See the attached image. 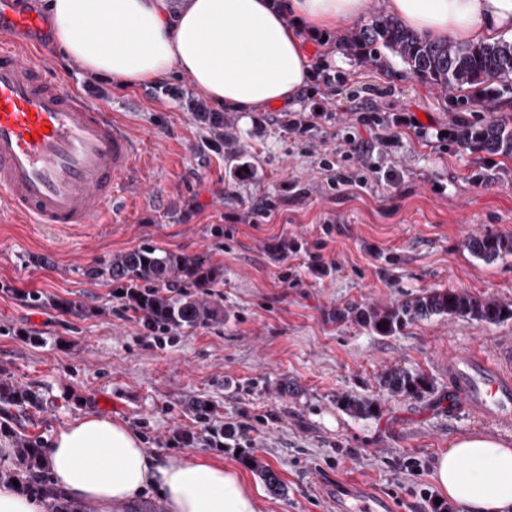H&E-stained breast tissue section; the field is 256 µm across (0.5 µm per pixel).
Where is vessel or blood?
<instances>
[{"mask_svg":"<svg viewBox=\"0 0 512 512\" xmlns=\"http://www.w3.org/2000/svg\"><path fill=\"white\" fill-rule=\"evenodd\" d=\"M41 25L37 12L16 8L0 29V210L35 224H92L111 205L113 183L135 167L140 144L107 106L48 76L11 37ZM448 381L457 405L512 428L511 337L486 352H449ZM394 509L358 482L336 485V512Z\"/></svg>","mask_w":512,"mask_h":512,"instance_id":"b4317fda","label":"vessel or blood"}]
</instances>
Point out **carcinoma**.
Here are the masks:
<instances>
[{
	"label": "carcinoma",
	"mask_w": 512,
	"mask_h": 512,
	"mask_svg": "<svg viewBox=\"0 0 512 512\" xmlns=\"http://www.w3.org/2000/svg\"><path fill=\"white\" fill-rule=\"evenodd\" d=\"M340 44L352 51L365 64L380 61L379 49L399 58L409 71L429 80L441 89L476 87L492 80L512 76V41L460 44L428 39L390 16H379L368 25L348 30ZM201 118L213 129L215 146L230 143L224 138V113L204 112ZM455 140L463 149L512 157V122L489 119L484 123L461 122L456 125ZM477 258L492 262L512 255V237L484 235L472 237L467 244ZM126 285V297L136 312H144L150 324L158 329L196 327L221 317L220 309L209 307L180 292L170 295L166 288L217 285L220 272L206 260L162 251L144 244L115 256L105 266L88 271ZM355 318L381 336H389L417 320L436 315L462 316L490 325L512 320V304L479 298L454 289H432L386 310L356 307ZM382 386L391 393L418 398L429 392L427 378L404 369H392L381 378ZM0 403L37 408L41 399L31 390L14 385H0ZM344 410L356 417H369L377 411L370 397H344ZM23 476L37 481L40 495L57 502L61 496L51 480L36 472L43 463L41 448L21 440L17 448Z\"/></svg>",
	"instance_id": "carcinoma-1"
}]
</instances>
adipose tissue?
Returning a JSON list of instances; mask_svg holds the SVG:
<instances>
[{"label": "adipose tissue", "mask_w": 512, "mask_h": 512, "mask_svg": "<svg viewBox=\"0 0 512 512\" xmlns=\"http://www.w3.org/2000/svg\"><path fill=\"white\" fill-rule=\"evenodd\" d=\"M432 39L490 42L512 32V0H382ZM367 0H50L58 51L89 75L122 86L179 73L219 108L262 112L297 101L312 72L302 31L360 18ZM51 477L70 499L111 512L155 492L168 512H260L234 468L201 457L174 462L144 448L125 423L86 413L52 437ZM435 482L467 512H512V447L481 433L454 439L434 461Z\"/></svg>", "instance_id": "1"}]
</instances>
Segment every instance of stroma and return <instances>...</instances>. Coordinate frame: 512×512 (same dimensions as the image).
<instances>
[{
    "label": "stroma",
    "instance_id": "1",
    "mask_svg": "<svg viewBox=\"0 0 512 512\" xmlns=\"http://www.w3.org/2000/svg\"><path fill=\"white\" fill-rule=\"evenodd\" d=\"M308 37L330 85H312L292 109L225 112V129L252 166L234 175L236 158L215 148L210 127L192 109L196 90L178 74L122 87L88 77L57 52L51 31L19 33L43 50L52 75L92 92L144 143L130 176L112 186L120 206L96 223L73 227L0 222V382L35 390L40 410L0 412V449L21 439L47 447L76 417L95 412L126 423L145 448L178 460L197 455L239 470L261 492L262 512H333L338 481L355 480L389 497L396 512H427L438 494L431 465L454 438L481 432L512 444L500 429L456 405L444 362L453 349L491 348L512 336V320L489 325L431 317L380 336L351 315L354 307L389 309L423 292L450 288L512 304V255L486 263L465 248L473 235H512V159L460 148L451 131L466 119L512 120V78L477 88L441 90L383 53L380 66ZM322 108L330 123L290 130L294 112ZM371 114L378 131L358 125ZM423 116L421 128L401 124ZM356 137L364 187L329 189L319 169L325 149ZM336 270L317 277L307 252ZM300 250L275 259L280 243ZM203 257L219 267L213 288L190 298L220 307L223 320L176 328L164 342L141 320L123 316L122 284L89 269L142 244ZM292 272L294 286L279 276ZM88 312H61L56 300ZM424 374L431 389L410 398L383 389L384 372ZM370 397L376 413L344 411L345 396ZM214 420L257 429L254 447L236 450L172 444L198 432L199 405ZM425 462L421 475L403 460ZM259 460L282 484L269 489Z\"/></svg>",
    "mask_w": 512,
    "mask_h": 512
}]
</instances>
